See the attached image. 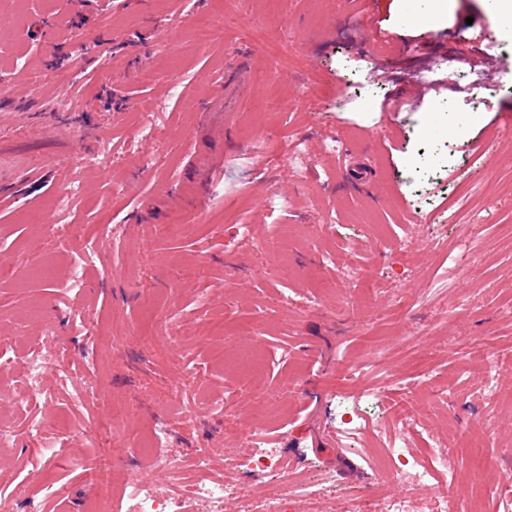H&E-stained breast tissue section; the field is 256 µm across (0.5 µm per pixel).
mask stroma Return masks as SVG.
<instances>
[{
  "mask_svg": "<svg viewBox=\"0 0 512 512\" xmlns=\"http://www.w3.org/2000/svg\"><path fill=\"white\" fill-rule=\"evenodd\" d=\"M223 17L224 30L199 35L195 17ZM79 63L70 89L66 134L50 112L55 91L35 88L52 67ZM225 82L224 155L208 172L205 201L170 199V180L211 145L199 117L202 89ZM181 85L170 98L168 79ZM0 113L22 116L0 129V155L49 151L79 171L82 191L58 214L59 181L35 188L30 203L0 205V324L22 325L15 360L38 346L49 365L45 392L28 394L14 363L0 366V420L18 436L0 448V505L25 512L53 483L73 512H86L96 486L70 457L101 465L124 504L138 473L159 488L168 476L137 449L114 453L105 425L109 404L128 406L147 429L169 415L167 452L184 486L222 477L251 497L269 494L264 479L234 470L239 436L260 429L276 437L298 481L325 488L323 499H292L290 512H333L341 502L409 495L396 468L372 463L382 439L401 433L369 390H399L424 373L448 390L415 402L424 428L409 451L428 464L451 450L459 504L486 489L483 512H499L494 489L512 471V22L486 0H0ZM164 104L169 149L149 167L153 146L128 142L145 116ZM106 129L123 153L100 171L79 150ZM268 141L270 158L245 145ZM306 141L307 166L295 165L292 141ZM336 142V151L327 143ZM471 193L467 211L453 198ZM277 190L288 207L270 211L261 193ZM114 220L112 240L86 268V288L61 281L85 243H58L65 224ZM356 266L357 279L342 275ZM206 307H199V299ZM182 314L186 345H170L156 325ZM98 325L84 329L85 316ZM97 381L98 396L74 406L54 365ZM497 356L498 393L488 397L474 363ZM382 354L381 366L347 395L364 409L346 434L336 407L343 363ZM199 374L183 382L186 365ZM227 397L228 411L176 416L193 396ZM27 396V413L15 398ZM65 429L66 457L48 461L24 433L27 414ZM208 451L197 468L196 449Z\"/></svg>",
  "mask_w": 512,
  "mask_h": 512,
  "instance_id": "1",
  "label": "stroma"
}]
</instances>
